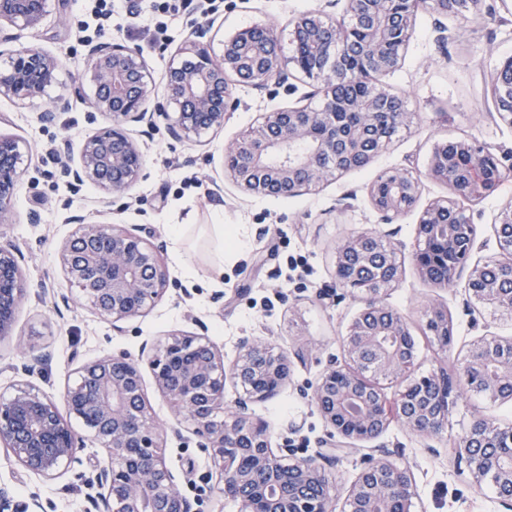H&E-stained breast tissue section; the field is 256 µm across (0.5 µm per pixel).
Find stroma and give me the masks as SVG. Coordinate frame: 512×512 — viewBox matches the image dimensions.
<instances>
[{
  "mask_svg": "<svg viewBox=\"0 0 512 512\" xmlns=\"http://www.w3.org/2000/svg\"><path fill=\"white\" fill-rule=\"evenodd\" d=\"M91 3L49 0L37 28L0 26V65L7 64V51L20 48L48 51L61 62L58 79L45 98L0 97V133L16 136L30 148L13 200V221L0 225V240L16 245L25 256L27 288L15 313L13 336L0 340V393L28 382L60 396L82 363L120 352L140 358L144 345L159 344L173 332H203L228 362L238 354L242 337H260L278 348L305 350L306 359L296 363L275 398L252 404L253 419L267 426L274 446L293 449L299 456L316 453L327 427L308 399L310 386L328 357L343 359V338L363 307L356 290L345 291L337 301L319 299L318 294L336 288L338 243L367 230L396 233L403 245L404 273L385 300L409 321L417 347L414 376L440 366L458 369L470 343L478 338L512 339L511 314L470 299L464 283L452 288L428 285L412 261L422 208L449 194L446 183L426 176L435 146L471 136L494 153L512 151V126L497 119L490 86L494 69L512 56V15L500 0H483L477 15L417 14L400 66L380 79L386 90L405 99L414 119L367 167L294 197L245 195L226 173L225 145L246 135L265 113L297 103L300 95L283 86L258 91L239 85L234 89L239 108L229 113L222 130L204 133L198 142L173 141L162 118L147 134L140 125H129L146 155L144 175L126 194L108 200L94 185L62 177L50 153L61 139L77 144L110 125L91 105V86L79 93L74 90L87 53L81 23L89 19ZM211 3L205 12L201 0H112V17L101 37L140 47L153 77L150 103L163 101L170 61L191 22L210 16L220 40L241 28L268 24L288 57L289 17L318 8L323 0ZM443 33L448 36L444 42L439 39ZM61 94L70 98L68 112L54 122H41L39 113L49 99ZM399 169L422 175L421 196L416 209L387 224L368 191L380 176ZM510 204L512 180L468 204L477 226L475 259L494 260L498 248L493 224ZM32 210L40 212V223L28 222ZM71 214L127 228L145 225L155 232L153 242L160 246L177 286L148 313L124 321L123 332L114 331L111 322L98 316L63 279L58 249L74 230L65 221ZM225 229L234 232L232 243L223 242ZM434 303L448 311L452 341L446 347L427 330V309ZM37 355L42 361L35 364L33 374H23L22 365ZM449 405L448 427L441 435L427 439L392 423L360 453L328 468L330 485L345 491L360 471L363 456L382 447L397 465L413 473L416 495L411 512H504L492 480L474 486L451 448L476 414L512 426V399L467 393L450 396ZM67 421L86 441L79 462L60 478L49 480L25 471L0 447V483L10 487L16 500H28L35 493L44 512H89L84 476L104 451L88 438L78 418L71 415ZM164 447L167 465L188 477L186 494L202 498L201 512H238L237 501L207 484L214 467L190 433L168 432Z\"/></svg>",
  "mask_w": 512,
  "mask_h": 512,
  "instance_id": "obj_1",
  "label": "stroma"
}]
</instances>
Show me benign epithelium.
<instances>
[{
  "label": "benign epithelium",
  "instance_id": "obj_1",
  "mask_svg": "<svg viewBox=\"0 0 512 512\" xmlns=\"http://www.w3.org/2000/svg\"><path fill=\"white\" fill-rule=\"evenodd\" d=\"M48 0H0V23L24 28L38 26ZM441 16L457 14L458 0H346L349 23L326 20L312 10L289 20L295 72L288 71L274 30L255 24L224 39V50L211 49L212 24H191L190 38L170 67L165 85L166 108L147 107L152 75L137 46L96 42L88 45L82 79L94 88V109L112 119V129L87 137L79 159L64 140L55 148L60 173L89 182L107 195L126 193L141 177L144 156L139 142L123 125L152 128L156 118L170 119L168 132L179 142L224 127L228 113L238 107L232 82L266 90L284 86L298 73L311 81L310 97L318 107L286 106L267 113L244 137L225 149L233 159L228 176L249 195L293 197L329 179L369 164L388 148L391 138L380 134L389 121L409 125L412 114L405 100L373 81L400 64L418 11ZM60 60L43 50L22 49L0 68V96L35 99L56 79ZM496 115L512 126V57L491 76ZM69 99L49 102L39 119L52 122L69 110ZM23 151L11 136L0 134V223L9 220L21 174ZM428 175L449 182L450 196L429 203L416 227L413 254L419 277L438 287H450L462 273L480 303L512 315V206L501 212L494 233L499 251L492 263L472 261L477 229L461 205L480 198V188L512 179V154L499 156L489 147L458 138L435 148ZM390 195L371 197L385 217L412 209L419 200L421 181L407 170L392 173ZM78 228L63 244L61 263L67 282L78 288L95 312L120 322L140 316L163 295L168 285L159 250L141 233L116 225L74 219ZM445 235L453 261L428 257L430 241ZM401 244L367 231L344 239L336 250L335 279L341 288L360 289L365 304L344 338L345 364L329 360L311 385V402L329 432L321 450L312 456H290L272 446L267 428L253 422L248 402L274 397L288 381L300 352L276 349L251 337L240 342L230 364L203 336L172 334L148 360L158 390L199 439L216 468L224 496L240 502V512H336V495L326 479V467L375 440L397 420L414 434L429 438L448 425V385L443 371L411 377L415 342L406 318L382 299L397 285L403 268L397 255ZM13 244L0 242V338L11 335L14 315L24 300L21 262ZM407 383L393 404L376 384L379 379ZM240 384L245 398L236 401L231 422L216 419L224 407L227 381ZM459 386L495 399L512 398V340L482 339L469 348L458 374ZM77 416L103 447L104 457L93 465L87 485L97 489L88 497L95 512H200V499L181 490L180 476L165 462L162 439L166 430L148 421L142 367L127 355L113 354L84 363L60 399L23 384L9 395L0 394V446L26 471L54 479L78 461L85 446L60 407ZM479 482L494 479L498 498L512 512V428L478 414L453 448ZM413 475L399 468L384 448L362 458V469L351 483L345 512H411ZM0 512H43L38 497L14 499L0 485Z\"/></svg>",
  "mask_w": 512,
  "mask_h": 512
}]
</instances>
